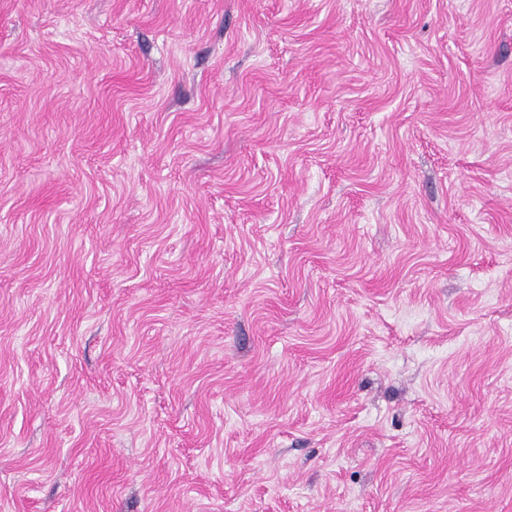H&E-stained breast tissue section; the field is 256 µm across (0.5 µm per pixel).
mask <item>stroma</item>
I'll list each match as a JSON object with an SVG mask.
<instances>
[{
	"label": "stroma",
	"mask_w": 512,
	"mask_h": 512,
	"mask_svg": "<svg viewBox=\"0 0 512 512\" xmlns=\"http://www.w3.org/2000/svg\"><path fill=\"white\" fill-rule=\"evenodd\" d=\"M0 512H512V0H0Z\"/></svg>",
	"instance_id": "obj_1"
}]
</instances>
